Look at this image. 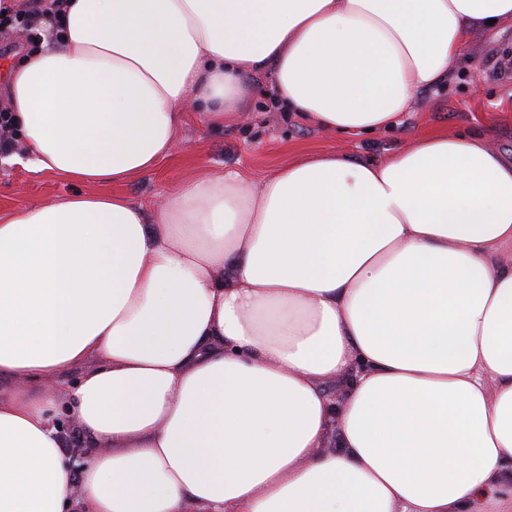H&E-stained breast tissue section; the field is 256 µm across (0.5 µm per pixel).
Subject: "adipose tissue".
Here are the masks:
<instances>
[{"instance_id":"ef3b65f1","label":"adipose tissue","mask_w":512,"mask_h":512,"mask_svg":"<svg viewBox=\"0 0 512 512\" xmlns=\"http://www.w3.org/2000/svg\"><path fill=\"white\" fill-rule=\"evenodd\" d=\"M492 19L512 0H64L0 86L11 161L128 183L258 74L321 128L390 129ZM78 364L60 405L44 383ZM1 375L0 512H512V158L431 132L203 175L150 215L17 206Z\"/></svg>"}]
</instances>
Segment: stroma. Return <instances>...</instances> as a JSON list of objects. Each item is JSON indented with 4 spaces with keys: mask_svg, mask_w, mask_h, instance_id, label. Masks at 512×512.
<instances>
[{
    "mask_svg": "<svg viewBox=\"0 0 512 512\" xmlns=\"http://www.w3.org/2000/svg\"><path fill=\"white\" fill-rule=\"evenodd\" d=\"M249 118L213 128L189 116L170 156L119 191L134 203L153 210L163 197L199 175L248 172L260 180L269 171L333 149L369 160L386 158L406 146L412 135L445 132L482 137L492 148L512 152V26L473 33L467 53L454 65L447 88L416 92L403 126L350 137L296 119H283L269 109L267 79L250 78ZM0 152V217L17 205L40 207L94 192L91 184L63 181L5 161Z\"/></svg>",
    "mask_w": 512,
    "mask_h": 512,
    "instance_id": "35a3bbf8",
    "label": "stroma"
}]
</instances>
